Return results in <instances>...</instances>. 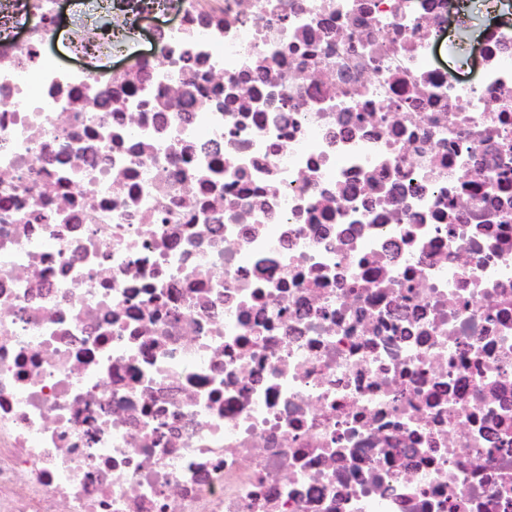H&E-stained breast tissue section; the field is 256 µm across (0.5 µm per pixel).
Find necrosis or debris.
I'll return each mask as SVG.
<instances>
[{"instance_id": "4bbe7bcc", "label": "necrosis or debris", "mask_w": 512, "mask_h": 512, "mask_svg": "<svg viewBox=\"0 0 512 512\" xmlns=\"http://www.w3.org/2000/svg\"><path fill=\"white\" fill-rule=\"evenodd\" d=\"M0 0V512H512V18ZM479 3H477L473 10L470 13L469 21L467 24V28L464 29L460 34H456L450 38V40L456 39V43L458 39L464 40L467 43H470L473 47L477 46V41L479 38V34L481 30L484 28L487 21L483 17V14L479 10Z\"/></svg>"}]
</instances>
